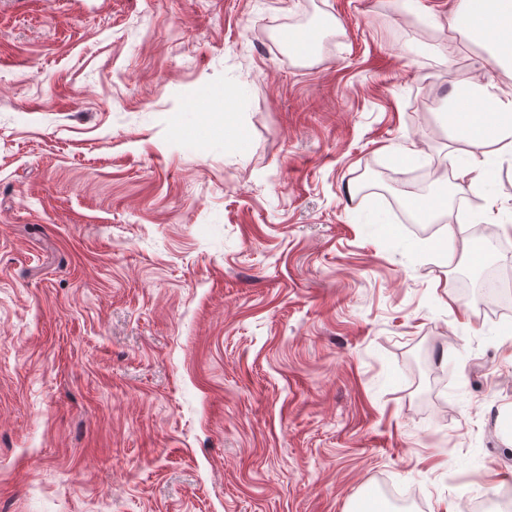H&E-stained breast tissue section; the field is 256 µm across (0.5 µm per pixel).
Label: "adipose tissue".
<instances>
[{"instance_id":"adipose-tissue-1","label":"adipose tissue","mask_w":512,"mask_h":512,"mask_svg":"<svg viewBox=\"0 0 512 512\" xmlns=\"http://www.w3.org/2000/svg\"><path fill=\"white\" fill-rule=\"evenodd\" d=\"M453 25L473 43L492 44L500 61L512 67V0H458ZM488 97L495 111H478ZM448 120L472 139L512 150V88L493 93L488 84L470 82L449 106Z\"/></svg>"}]
</instances>
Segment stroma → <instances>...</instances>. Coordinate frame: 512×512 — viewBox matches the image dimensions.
Returning a JSON list of instances; mask_svg holds the SVG:
<instances>
[{"label":"stroma","instance_id":"1","mask_svg":"<svg viewBox=\"0 0 512 512\" xmlns=\"http://www.w3.org/2000/svg\"><path fill=\"white\" fill-rule=\"evenodd\" d=\"M454 7L0 0V512L512 490V309L397 213L455 151L495 163L448 223L512 215L445 117L512 69Z\"/></svg>","mask_w":512,"mask_h":512}]
</instances>
